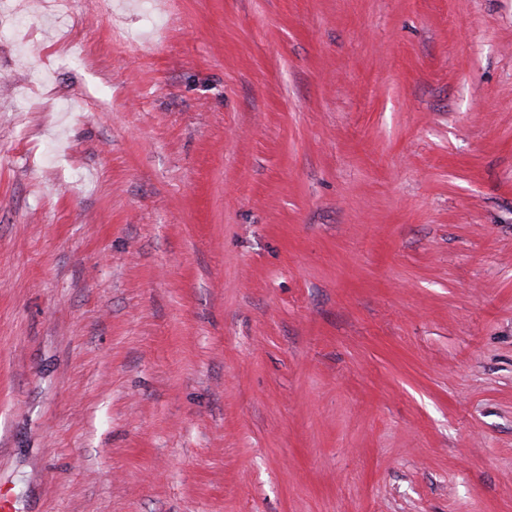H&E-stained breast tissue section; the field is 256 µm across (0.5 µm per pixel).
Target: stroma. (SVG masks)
<instances>
[{
  "instance_id": "35a3bbf8",
  "label": "stroma",
  "mask_w": 512,
  "mask_h": 512,
  "mask_svg": "<svg viewBox=\"0 0 512 512\" xmlns=\"http://www.w3.org/2000/svg\"><path fill=\"white\" fill-rule=\"evenodd\" d=\"M8 7L12 512H512V0Z\"/></svg>"
}]
</instances>
